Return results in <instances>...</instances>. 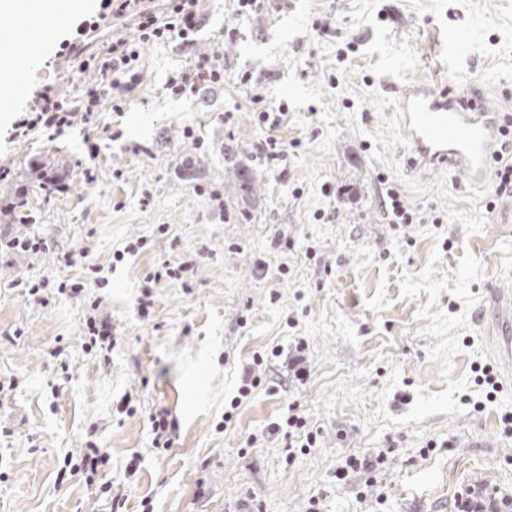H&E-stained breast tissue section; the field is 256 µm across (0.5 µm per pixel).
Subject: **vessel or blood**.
<instances>
[{"instance_id":"1","label":"vessel or blood","mask_w":512,"mask_h":512,"mask_svg":"<svg viewBox=\"0 0 512 512\" xmlns=\"http://www.w3.org/2000/svg\"><path fill=\"white\" fill-rule=\"evenodd\" d=\"M19 58L17 40L10 28L0 29V81L14 83ZM400 124L411 139L413 167L445 168L470 183H485L491 158L507 122L500 107L474 97L464 85L437 89L432 80L417 78L395 90Z\"/></svg>"}]
</instances>
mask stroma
I'll use <instances>...</instances> for the list:
<instances>
[{"instance_id": "stroma-1", "label": "stroma", "mask_w": 512, "mask_h": 512, "mask_svg": "<svg viewBox=\"0 0 512 512\" xmlns=\"http://www.w3.org/2000/svg\"><path fill=\"white\" fill-rule=\"evenodd\" d=\"M98 8L60 25L43 12V56L15 100L51 86L77 106L94 87L91 125L12 141L15 114L0 112V197L23 184L30 216L0 235L47 245L0 254V512H451L467 486L512 495V374L488 338L489 286L512 291V197L412 167L381 86L386 63L397 84L451 71L512 114V0H259L243 15L203 0L192 47L141 45L120 112L83 58L56 55ZM459 28L470 48L452 55ZM216 53L223 82L167 90ZM392 186L420 222L392 223ZM168 263L187 264L182 280L156 279ZM92 313L111 352L88 345ZM479 365L495 368V400ZM245 367L260 385L225 419ZM162 410L176 422L164 451L149 421ZM291 412L318 433L292 462L270 431ZM92 445L110 455V494L62 469ZM381 450L373 476L337 482L346 458Z\"/></svg>"}]
</instances>
